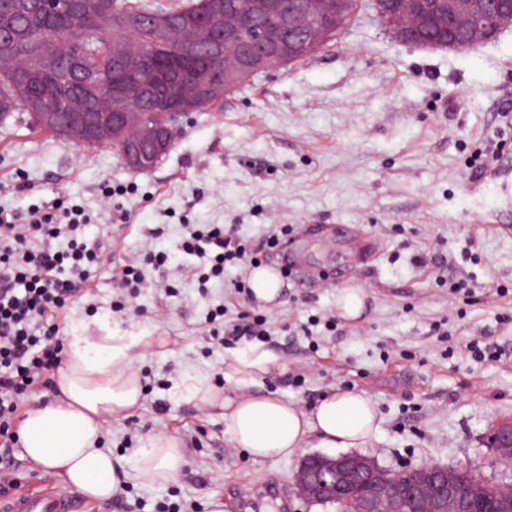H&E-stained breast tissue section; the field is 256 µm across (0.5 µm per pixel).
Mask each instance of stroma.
<instances>
[{"label":"stroma","instance_id":"stroma-1","mask_svg":"<svg viewBox=\"0 0 512 512\" xmlns=\"http://www.w3.org/2000/svg\"><path fill=\"white\" fill-rule=\"evenodd\" d=\"M509 114L512 29L463 51L423 49L395 42L365 10L304 63L271 68L193 113L147 172L129 170L110 146L55 140L25 113L0 123V207L25 217L55 200L80 205L85 238L103 246L69 321L103 316L166 340L139 351L143 405L113 421L104 445L128 457L166 434L187 465L163 485L128 470L119 494L86 512H156L164 499L209 512L214 496L231 512H337L298 495L300 457L254 461L231 446L218 412L175 395L188 376L219 382L228 351L211 349L207 312L223 306L232 321L258 309L226 287L201 292L187 276L197 260L176 248L186 224H227L248 241L285 224L306 248V270L285 282L263 341L278 369L255 393L309 407L338 388L365 391L380 427L363 455L395 472L439 464L512 487V465L489 440L512 422ZM492 142L500 158L475 172L476 152ZM154 228L163 236L150 237ZM147 249L168 252V265L148 268L149 287L113 311L115 265ZM320 270L331 287L308 281ZM452 276L473 284L470 298H449ZM172 277L175 297L160 288ZM347 281L370 291L364 320L304 333L309 316L333 314ZM489 344L496 358L469 351Z\"/></svg>","mask_w":512,"mask_h":512}]
</instances>
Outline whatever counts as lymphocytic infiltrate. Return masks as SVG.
Wrapping results in <instances>:
<instances>
[{
	"mask_svg": "<svg viewBox=\"0 0 512 512\" xmlns=\"http://www.w3.org/2000/svg\"><path fill=\"white\" fill-rule=\"evenodd\" d=\"M79 210L31 212L27 220L0 210V494L18 486L13 449L19 442L25 397L34 392L45 371L57 356L53 338L66 317L74 294L88 280L90 267L101 261L98 245L82 237ZM288 234L284 224L271 225L258 242L244 241L222 224H189L177 244L180 252L201 259L199 287L223 280L227 267H255L262 252L273 251ZM67 236L66 249L53 245ZM163 252H147L118 264L114 278L120 291L112 309H127L130 298L145 286V265L163 266ZM223 308L214 309L209 321L213 337L232 339L263 337L270 319L265 315H242L223 319Z\"/></svg>",
	"mask_w": 512,
	"mask_h": 512,
	"instance_id": "lymphocytic-infiltrate-1",
	"label": "lymphocytic infiltrate"
}]
</instances>
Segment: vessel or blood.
Masks as SVG:
<instances>
[{"label":"vessel or blood","instance_id":"obj_1","mask_svg":"<svg viewBox=\"0 0 512 512\" xmlns=\"http://www.w3.org/2000/svg\"><path fill=\"white\" fill-rule=\"evenodd\" d=\"M85 500L74 489H67L50 478L33 488L0 496V512H82Z\"/></svg>","mask_w":512,"mask_h":512}]
</instances>
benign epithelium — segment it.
Listing matches in <instances>:
<instances>
[{"mask_svg": "<svg viewBox=\"0 0 512 512\" xmlns=\"http://www.w3.org/2000/svg\"><path fill=\"white\" fill-rule=\"evenodd\" d=\"M383 5L384 26L399 43L428 49L458 51L476 43L489 41L500 30L512 26V0H448V12L452 23L448 32L437 31L433 37L432 22L423 12L414 21L397 18L404 0H380ZM263 19L249 27L250 35H243L244 28L238 20L236 7L224 8L223 0H206L207 10L215 15L226 13L223 23L211 30L207 49L198 51L192 46L183 48L179 64L189 66L194 62L218 57L224 51V42L237 44V69L232 76L242 82L249 81L257 73L270 67L298 62L310 46L322 47L336 35V17L341 9L335 0H264ZM149 23L155 33L165 39L172 26L169 15L155 13L136 16L129 26L138 28ZM38 65L51 72L66 73L72 80L87 82L94 78L91 69L81 57L67 62L43 58ZM224 80L206 77L195 82L191 93L178 99L159 94L148 86L134 89V96L159 121L141 124L130 129L126 104L125 86H117L112 110L106 114L76 109L72 112H56L40 100L29 102L30 116L39 128H50L66 142L87 144L108 142L120 151L127 167L144 171L172 148L174 128L191 113L199 110L203 101L218 102L224 98ZM492 441L501 459H512V424L500 426ZM425 472L427 478L416 482L415 496L425 495L436 500H448L456 496L455 486L448 481V468L427 464L414 469ZM391 471L380 467L374 460L361 454L338 456L312 455L300 464L295 474L298 494L314 502H347L344 493L360 482H376ZM354 512H387V501L381 496L358 501Z\"/></svg>", "mask_w": 512, "mask_h": 512, "instance_id": "1", "label": "benign epithelium"}]
</instances>
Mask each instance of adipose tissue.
I'll return each mask as SVG.
<instances>
[{"instance_id":"obj_1","label":"adipose tissue","mask_w":512,"mask_h":512,"mask_svg":"<svg viewBox=\"0 0 512 512\" xmlns=\"http://www.w3.org/2000/svg\"><path fill=\"white\" fill-rule=\"evenodd\" d=\"M154 342L152 336L115 328L94 336L84 321L73 322L54 373L55 400L30 407L20 428L26 456L96 501L119 493L130 463L150 482L175 481L187 460L173 437L152 436L130 460L102 446L112 421L141 406L143 386L134 361L138 350ZM274 364L261 344L239 347L224 360V379L235 383L238 393L228 394L198 378L186 386V396L219 411L233 447L258 461L296 456L312 442L321 448H362L371 441L379 429V413L366 392L339 389L309 409L285 396L248 393V385L269 375Z\"/></svg>"}]
</instances>
